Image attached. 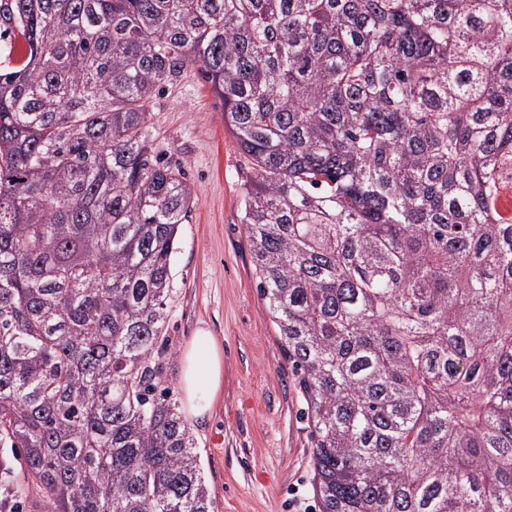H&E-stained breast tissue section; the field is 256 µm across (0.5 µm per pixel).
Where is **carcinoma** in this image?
Listing matches in <instances>:
<instances>
[{
  "label": "carcinoma",
  "mask_w": 512,
  "mask_h": 512,
  "mask_svg": "<svg viewBox=\"0 0 512 512\" xmlns=\"http://www.w3.org/2000/svg\"><path fill=\"white\" fill-rule=\"evenodd\" d=\"M15 33L0 512H214L165 386L194 192L148 111L188 64L250 170L316 512H512V0H0Z\"/></svg>",
  "instance_id": "obj_1"
}]
</instances>
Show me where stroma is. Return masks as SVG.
<instances>
[{
	"mask_svg": "<svg viewBox=\"0 0 512 512\" xmlns=\"http://www.w3.org/2000/svg\"><path fill=\"white\" fill-rule=\"evenodd\" d=\"M150 110L158 154L182 166L194 190L172 258L167 380L174 400L182 398V352L198 330H208L223 355L208 418L188 423L215 512H313L299 386L256 287L242 222L246 169L222 104L189 65Z\"/></svg>",
	"mask_w": 512,
	"mask_h": 512,
	"instance_id": "stroma-1",
	"label": "stroma"
}]
</instances>
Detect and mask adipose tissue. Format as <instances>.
<instances>
[{
  "label": "adipose tissue",
  "mask_w": 512,
  "mask_h": 512,
  "mask_svg": "<svg viewBox=\"0 0 512 512\" xmlns=\"http://www.w3.org/2000/svg\"><path fill=\"white\" fill-rule=\"evenodd\" d=\"M221 352L212 337L197 336L186 346L182 354V371L179 388L187 415L195 421H203L209 406L207 392L218 391L221 384Z\"/></svg>",
  "instance_id": "1"
}]
</instances>
